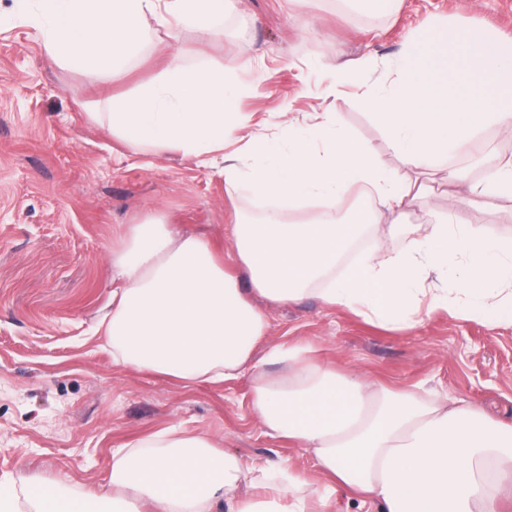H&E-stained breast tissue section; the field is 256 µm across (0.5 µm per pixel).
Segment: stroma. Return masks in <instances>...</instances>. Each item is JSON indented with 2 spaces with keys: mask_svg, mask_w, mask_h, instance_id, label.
<instances>
[{
  "mask_svg": "<svg viewBox=\"0 0 512 512\" xmlns=\"http://www.w3.org/2000/svg\"><path fill=\"white\" fill-rule=\"evenodd\" d=\"M28 9L27 0H0V478L106 491L113 448L174 425L224 452L286 460L314 475L308 452L253 420L251 376L186 387L113 364L95 333L112 310L113 242L159 213L228 258L225 225L265 204L245 191L228 196L214 168L177 151L128 148L101 114L112 97L138 96L176 49L187 68L219 70L244 86L235 109L248 116L247 133L273 134L285 116L306 128L317 113L337 112L347 133L399 172L363 92L394 79L410 32L426 18L491 25L512 38V0H403L393 15L356 13L341 0H244L225 14L219 36L152 26L117 80L53 64ZM367 54L377 70L331 93L337 65ZM457 168L474 180L486 174L471 154H450L427 176L435 194L397 223L381 224L378 236L364 234L362 246L402 252L426 239L448 213V172ZM458 217L482 228L491 245L512 244V199L463 207ZM254 302L267 316L268 344L303 342L338 373L357 372L427 401H460L512 425L511 325L438 309L395 330L313 294L296 303Z\"/></svg>",
  "mask_w": 512,
  "mask_h": 512,
  "instance_id": "obj_1",
  "label": "stroma"
}]
</instances>
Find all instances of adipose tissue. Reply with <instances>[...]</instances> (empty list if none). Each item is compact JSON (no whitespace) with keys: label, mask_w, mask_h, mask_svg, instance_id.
Masks as SVG:
<instances>
[{"label":"adipose tissue","mask_w":512,"mask_h":512,"mask_svg":"<svg viewBox=\"0 0 512 512\" xmlns=\"http://www.w3.org/2000/svg\"><path fill=\"white\" fill-rule=\"evenodd\" d=\"M235 0H35L32 18L54 64L120 78L146 41L150 24L214 31ZM390 87L364 105L384 126L407 176L383 168L370 149L342 130L332 112L307 131L281 121L280 133L239 141L246 118L231 107L238 86L221 72L187 70L171 58L137 97L114 100L113 135L130 147L175 150L208 164L223 160L228 194L249 190L268 209L257 224L226 228L240 285L208 239L178 234L162 217L131 225L112 249V312L99 326L114 364L190 385L237 379L266 337L267 318L253 296L276 303L316 291L392 328H410L411 312L446 306L492 325H512V245L499 257L481 229L433 225L406 253L372 248L344 269L336 263L366 228H378L417 199V176L450 151L472 147L477 131L512 132V40L492 28L449 29L429 20L410 35ZM249 162L241 168L239 159ZM491 172L467 181L468 195L448 208L512 198V159L487 157ZM358 202L346 218L288 224L283 206L318 199ZM461 254L464 264L445 291L425 287L429 270ZM268 361L286 365L270 378L253 371L251 415L313 457L328 481L308 483L287 463L218 450L205 436L172 427L112 451L114 490H128L118 512H311L337 491L377 502L380 512H499L512 486V426L457 403L425 404L358 374L317 363L306 346H272ZM259 479L263 496L238 497ZM93 494L59 482L0 481V512H97Z\"/></svg>","instance_id":"1"}]
</instances>
